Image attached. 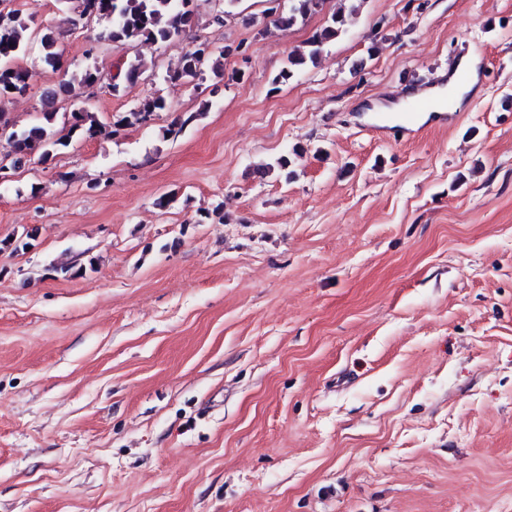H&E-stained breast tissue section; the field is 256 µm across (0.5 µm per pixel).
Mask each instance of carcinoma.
<instances>
[{
    "label": "carcinoma",
    "mask_w": 512,
    "mask_h": 512,
    "mask_svg": "<svg viewBox=\"0 0 512 512\" xmlns=\"http://www.w3.org/2000/svg\"><path fill=\"white\" fill-rule=\"evenodd\" d=\"M80 17L96 13L99 18L110 21V27L99 39L132 46L139 43L170 44L190 29L191 17L186 4L189 0H81ZM326 0H283V6L275 10L271 23L282 30H289L304 21L310 14L320 10ZM358 6L350 10H337L331 21L317 32L304 50L288 55L286 66L274 79L282 84L294 74L317 63L325 46L335 41L345 30L347 15H352ZM36 12L22 15L17 9L0 10V98L20 96L29 91L27 71L18 64L21 56L33 46H38L44 60L52 69L60 65L61 55L57 49L55 31L50 27L40 28L35 22ZM192 49L183 54L177 65L167 72L171 82H193L204 80L206 74L219 81L224 76L222 52H210L204 61H199ZM142 60L127 62L122 75L104 80L95 68L87 67L57 85L46 88L41 94V112L30 124L17 128L9 119L0 115V135L12 143L19 158L38 156L47 163L57 152L68 148L73 139H95L103 134L118 137L127 128L144 124L146 117L155 116L166 108L161 96H152L140 102L130 112L116 116L103 124L94 113L84 106V96L93 85H106L116 94L121 86L135 84L144 74ZM71 103V111L62 112L57 107L60 100Z\"/></svg>",
    "instance_id": "carcinoma-1"
}]
</instances>
